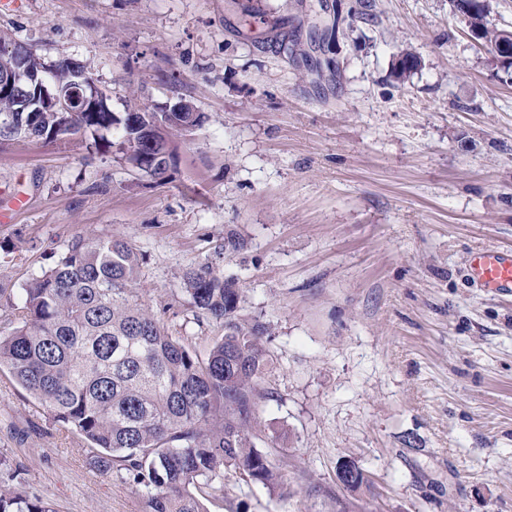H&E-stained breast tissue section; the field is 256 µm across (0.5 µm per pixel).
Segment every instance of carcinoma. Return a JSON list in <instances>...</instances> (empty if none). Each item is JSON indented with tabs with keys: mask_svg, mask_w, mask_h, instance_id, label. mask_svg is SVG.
Returning <instances> with one entry per match:
<instances>
[{
	"mask_svg": "<svg viewBox=\"0 0 512 512\" xmlns=\"http://www.w3.org/2000/svg\"><path fill=\"white\" fill-rule=\"evenodd\" d=\"M454 12L479 21L489 44L498 40L490 0L477 14L467 0ZM19 50L28 68L46 71L53 88L71 84L66 60L46 64L31 50L0 38V53ZM25 122L1 141L19 136L44 141L92 140L95 152L119 146L126 162L155 180L149 154L169 152L161 138L146 146L139 127L180 130L167 112H114L109 98L97 112H24ZM140 254L122 237L75 235L54 265L24 288L22 313L1 316L11 331L0 335V364L54 418L83 437L93 465L109 471L114 460L148 488L147 512H205L198 492H224L232 469L283 499L290 483L270 454L257 449L253 422L259 401L272 396L261 383L269 363L264 324L240 318L243 296L233 279L204 264L184 273L183 290L198 313L224 327L206 358L169 335L143 307L137 281ZM0 512H53L40 499L0 489Z\"/></svg>",
	"mask_w": 512,
	"mask_h": 512,
	"instance_id": "obj_1",
	"label": "carcinoma"
}]
</instances>
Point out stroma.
I'll list each match as a JSON object with an SVG mask.
<instances>
[{"mask_svg":"<svg viewBox=\"0 0 512 512\" xmlns=\"http://www.w3.org/2000/svg\"><path fill=\"white\" fill-rule=\"evenodd\" d=\"M0 37L84 63L110 97L206 115L168 181L81 140L0 143V306L76 234L130 239L142 302L207 354L182 290L210 262L266 323L283 499L240 474L207 512H512V296L467 276L512 248V77L449 0H21ZM417 69L399 79L403 52ZM244 250L216 254L227 233ZM367 478L349 492L336 465ZM0 486L56 512H144L147 490L43 412L0 364Z\"/></svg>","mask_w":512,"mask_h":512,"instance_id":"obj_1","label":"stroma"}]
</instances>
